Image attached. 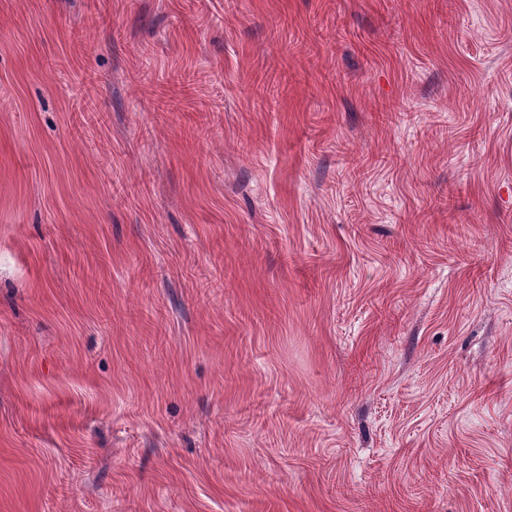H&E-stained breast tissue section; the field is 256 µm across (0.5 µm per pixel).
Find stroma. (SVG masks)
<instances>
[{
  "instance_id": "35a3bbf8",
  "label": "stroma",
  "mask_w": 512,
  "mask_h": 512,
  "mask_svg": "<svg viewBox=\"0 0 512 512\" xmlns=\"http://www.w3.org/2000/svg\"><path fill=\"white\" fill-rule=\"evenodd\" d=\"M0 512H512V0H0Z\"/></svg>"
}]
</instances>
